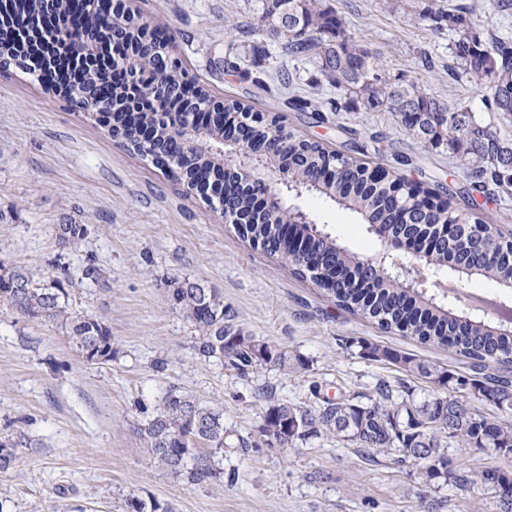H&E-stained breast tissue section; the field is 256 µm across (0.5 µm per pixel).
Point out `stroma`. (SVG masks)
I'll return each instance as SVG.
<instances>
[{"mask_svg":"<svg viewBox=\"0 0 512 512\" xmlns=\"http://www.w3.org/2000/svg\"><path fill=\"white\" fill-rule=\"evenodd\" d=\"M427 0H323L346 22L390 79L428 89L449 108H470L497 132L512 116L488 111L482 92L462 75L453 33L419 20ZM483 40L512 41V8L468 0ZM144 22L165 33L173 57L196 85L217 97L249 101L279 114L288 130L386 167L394 176L455 187L451 206L512 238V196L473 208L469 182L446 148L423 147L386 112H296L279 81L299 95L327 96L314 60L284 55L256 31L251 0H127ZM244 58L228 71L225 60ZM300 205L337 242L371 257L379 242L349 211L305 194ZM81 224L76 248L62 246L61 225ZM0 264L57 278L68 309L96 317L112 333L116 355L94 364L70 346L64 325L32 321L0 302V441L16 444L15 467L0 473V512H122L137 495L173 512H496L483 485L459 491L445 478L423 481L418 467L392 457L369 461L355 445L319 439L288 450L224 458L233 484L193 485L157 466L137 430L172 388L223 411L225 427L256 442L268 407L288 401L316 407L318 394L375 396L376 385L409 386L415 402L434 397L428 379L359 357L366 339L460 374L468 367L448 351L346 313L288 260L264 253L226 224L218 210L184 194L150 160L120 147L93 120L20 70H0ZM97 266L100 281L87 278ZM216 289L246 334L309 363L303 374L270 365L250 377L194 355L195 330L169 298L172 282ZM453 467L512 476V454L449 443Z\"/></svg>","mask_w":512,"mask_h":512,"instance_id":"stroma-1","label":"stroma"}]
</instances>
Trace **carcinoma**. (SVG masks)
Wrapping results in <instances>:
<instances>
[{
    "label": "carcinoma",
    "mask_w": 512,
    "mask_h": 512,
    "mask_svg": "<svg viewBox=\"0 0 512 512\" xmlns=\"http://www.w3.org/2000/svg\"><path fill=\"white\" fill-rule=\"evenodd\" d=\"M252 2L259 31L280 43L285 55L315 60L324 82L334 91V96L319 101L294 94L288 100L291 108L299 112L360 108L389 112L423 146H447L473 188L492 187L512 196V138L492 134L464 107L450 111L426 90L383 76L373 56L346 36L344 19L319 5V0ZM41 8L42 0H14L9 20L0 23L1 69H9L15 60L17 69L37 75V62L15 51L13 29ZM418 18L456 33L451 51L459 69L486 93L495 111L511 115L512 52L506 43L481 40L473 32L470 12L465 8L429 9ZM145 29L140 18L131 13L120 19L85 8L68 47L70 52L83 55L117 35L125 38L128 49L122 57L149 61L155 58V50L142 37ZM183 84V68L172 58L160 69L141 71L134 67L117 70L109 63L58 92L89 104L88 115L98 125L123 133L133 151L151 158L173 179L188 184L189 192L196 180H217L223 130L217 126L198 136L189 157L180 144L169 140L170 122L184 112ZM142 128L151 129L164 147L157 152L143 148L135 138ZM241 131L251 149L273 139L281 166L289 172V186L296 193L325 197L356 213L363 223L390 224L398 234L436 235L432 216L404 210L403 203L366 179L365 167L352 159L341 166L335 181L318 180L321 171L341 156L324 143L299 137L278 120L271 129L247 117ZM255 199L254 191L232 179L225 184L224 195L215 196L208 204L216 203L239 214L247 234L267 254H286L282 225L292 224L295 212L285 207L259 210ZM63 229L65 243L70 246L85 238L82 224H65ZM294 234L306 235L303 252L292 261L297 275L310 278L342 309L373 319L386 331L397 330L422 345L446 349L465 359L474 375H456L392 348L359 341L362 357L397 363L408 373L430 379L448 395L418 404L404 399L398 402L390 386L382 383L377 389L379 399L366 403L355 395L323 397L315 408L277 402L268 408L260 427L266 447L295 448L330 436L364 451H392L397 462L420 467V475L427 482L444 476L462 491L477 482L493 489L500 512H512V477L495 470L474 473L467 468H448L446 443L452 439L460 448L512 452V424L488 417L471 404L478 399L501 412L512 411V333L496 332L462 310L450 314L437 299L415 294L394 278L375 275L367 258L320 232L303 226L295 228ZM425 261L440 270L464 266L495 281H512V240L502 237L490 224H476L465 245L457 236L438 238ZM17 281L22 287H15ZM2 298L27 319L64 323L72 347L86 356V361L105 363L114 357L112 334L103 323L89 315L67 312L68 292L60 280L40 286L31 273L10 268L8 279L0 277ZM169 299L198 332L193 350L199 357L231 367L243 377L268 364L289 373L308 370L309 364L301 356L224 322V298L215 289L189 280L176 282L169 289ZM138 436L158 466L191 484L233 482L235 474L226 475L221 467L224 456L244 453L251 447L243 437L229 438L224 413L177 389L167 392L156 414L138 429ZM16 460L15 445L0 442V471L13 468ZM125 506L126 512H172L167 505L148 504L136 495L129 496Z\"/></svg>",
    "instance_id": "cac0c4a2"
}]
</instances>
